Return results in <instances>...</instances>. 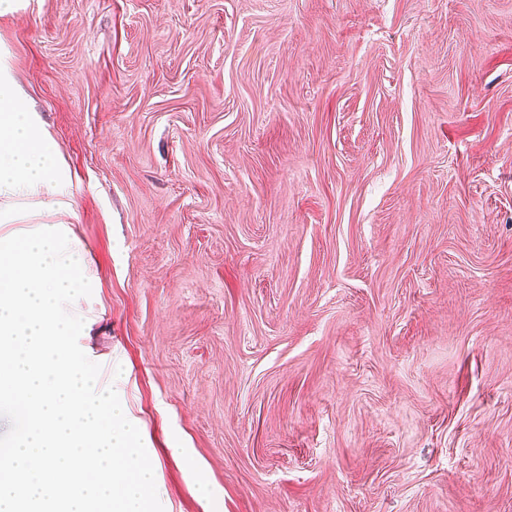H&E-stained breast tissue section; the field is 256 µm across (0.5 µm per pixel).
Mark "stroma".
I'll use <instances>...</instances> for the list:
<instances>
[{
	"label": "stroma",
	"mask_w": 512,
	"mask_h": 512,
	"mask_svg": "<svg viewBox=\"0 0 512 512\" xmlns=\"http://www.w3.org/2000/svg\"><path fill=\"white\" fill-rule=\"evenodd\" d=\"M0 55L164 512H512V0H17Z\"/></svg>",
	"instance_id": "1"
}]
</instances>
